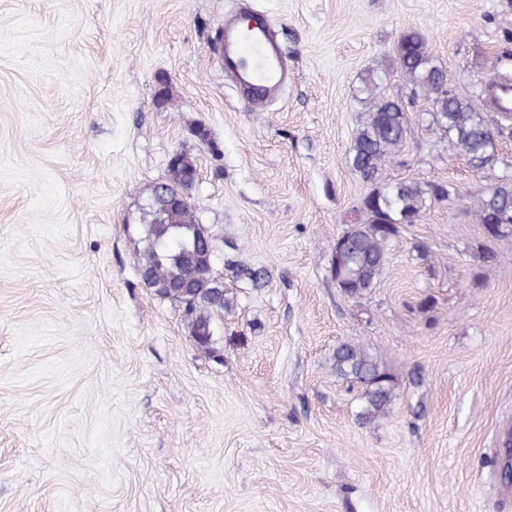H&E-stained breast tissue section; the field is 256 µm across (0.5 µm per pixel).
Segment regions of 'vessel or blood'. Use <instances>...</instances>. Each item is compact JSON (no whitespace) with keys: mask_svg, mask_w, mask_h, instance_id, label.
<instances>
[{"mask_svg":"<svg viewBox=\"0 0 512 512\" xmlns=\"http://www.w3.org/2000/svg\"><path fill=\"white\" fill-rule=\"evenodd\" d=\"M218 41L225 74L253 104H265L287 83L288 59L267 22L258 23L249 32L241 31L238 24L225 23Z\"/></svg>","mask_w":512,"mask_h":512,"instance_id":"obj_1","label":"vessel or blood"}]
</instances>
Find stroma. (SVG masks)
<instances>
[{
	"mask_svg": "<svg viewBox=\"0 0 512 512\" xmlns=\"http://www.w3.org/2000/svg\"><path fill=\"white\" fill-rule=\"evenodd\" d=\"M245 9L291 65L262 108L216 47ZM409 29L494 122L485 80L512 77V0H0V512H512V236L486 239L472 215L512 179V137L485 169L448 148L400 74ZM372 71L410 117L384 181L460 195L403 227L353 300L330 258L370 190L345 155ZM180 150L218 256L269 272L261 288L225 277L215 359L139 272L145 189ZM350 339L400 381L372 426L333 368Z\"/></svg>",
	"mask_w": 512,
	"mask_h": 512,
	"instance_id": "stroma-1",
	"label": "stroma"
}]
</instances>
